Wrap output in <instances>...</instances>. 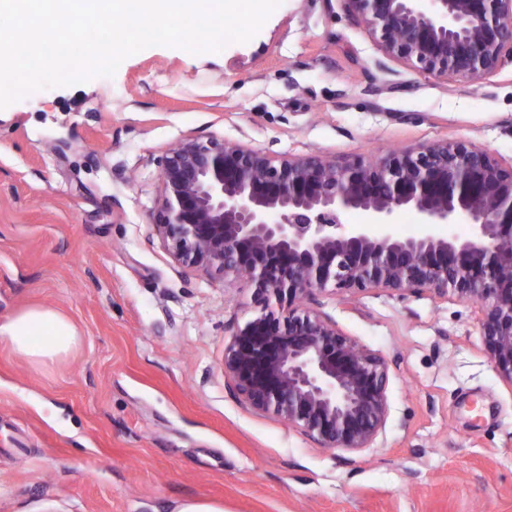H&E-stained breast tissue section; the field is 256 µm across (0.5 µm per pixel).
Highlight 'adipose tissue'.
Instances as JSON below:
<instances>
[{
  "mask_svg": "<svg viewBox=\"0 0 512 512\" xmlns=\"http://www.w3.org/2000/svg\"><path fill=\"white\" fill-rule=\"evenodd\" d=\"M0 336L16 354L42 367L54 364L79 343L71 321L48 308L29 309L0 323Z\"/></svg>",
  "mask_w": 512,
  "mask_h": 512,
  "instance_id": "adipose-tissue-1",
  "label": "adipose tissue"
}]
</instances>
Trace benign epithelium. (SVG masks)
<instances>
[{"mask_svg":"<svg viewBox=\"0 0 512 512\" xmlns=\"http://www.w3.org/2000/svg\"><path fill=\"white\" fill-rule=\"evenodd\" d=\"M343 2L387 57L438 79L483 77L512 56V0ZM161 182L153 230L173 261L253 288L259 313L224 347L227 386L252 409L347 452L385 429L388 363L314 307L329 286L478 303L488 359L512 387V163L487 148L446 139L336 160L188 139ZM352 210L362 222L343 223ZM404 211L418 234L393 231Z\"/></svg>","mask_w":512,"mask_h":512,"instance_id":"7a95c632","label":"benign epithelium"}]
</instances>
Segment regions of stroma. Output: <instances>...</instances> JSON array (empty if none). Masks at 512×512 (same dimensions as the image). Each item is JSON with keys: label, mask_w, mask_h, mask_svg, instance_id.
Listing matches in <instances>:
<instances>
[{"label": "stroma", "mask_w": 512, "mask_h": 512, "mask_svg": "<svg viewBox=\"0 0 512 512\" xmlns=\"http://www.w3.org/2000/svg\"><path fill=\"white\" fill-rule=\"evenodd\" d=\"M187 138L336 158L462 140L507 164L512 58L436 79L386 57L343 0H282L250 42L152 46L0 110V321L51 308L81 337L50 367L0 337V512H512V386L474 302L316 293L389 365L387 423L362 451L225 386L252 290L180 268L152 227L162 160Z\"/></svg>", "instance_id": "1"}]
</instances>
